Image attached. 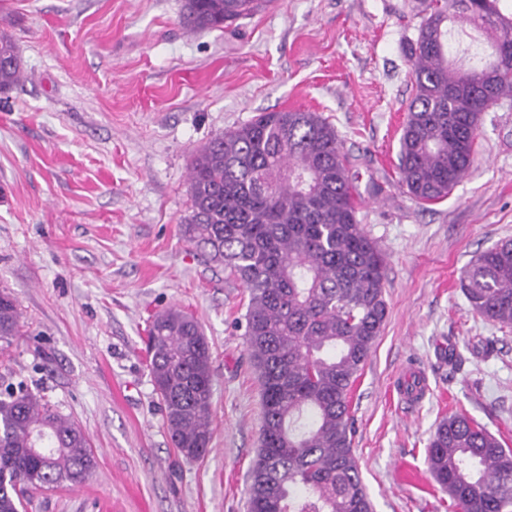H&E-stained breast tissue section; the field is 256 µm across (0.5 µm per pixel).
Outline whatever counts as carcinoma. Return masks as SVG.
Masks as SVG:
<instances>
[{
	"label": "carcinoma",
	"instance_id": "carcinoma-1",
	"mask_svg": "<svg viewBox=\"0 0 512 512\" xmlns=\"http://www.w3.org/2000/svg\"><path fill=\"white\" fill-rule=\"evenodd\" d=\"M258 0H185L192 30L222 28ZM481 46L449 56L456 23ZM414 96L398 173L421 205L438 203L469 170L490 104L512 97V0H428L413 49ZM23 65L0 33V93ZM182 237L248 292L247 346L263 425L248 476V512H373L352 448L350 391L387 319L386 261L358 218L349 159L317 112H261L213 138L189 166ZM472 311L512 328V239L476 254L461 279ZM16 299L0 292V341L21 335ZM147 368L171 441L187 459L211 442V351L178 308L147 329ZM96 464L81 425L24 383L0 390V512L22 490L76 486ZM427 466L454 512H512V448L462 413L436 426Z\"/></svg>",
	"mask_w": 512,
	"mask_h": 512
}]
</instances>
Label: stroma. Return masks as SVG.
I'll list each match as a JSON object with an SVG mask.
<instances>
[{
	"mask_svg": "<svg viewBox=\"0 0 512 512\" xmlns=\"http://www.w3.org/2000/svg\"><path fill=\"white\" fill-rule=\"evenodd\" d=\"M184 0H0L23 62L0 99V290L22 334L0 343V380L36 383L85 430L96 467L30 495L29 512H248L262 429L241 283L183 241L194 151L262 112L320 113L386 259L384 330L351 394L353 450L375 512H451L427 445L463 412L512 448V329L474 314L460 279L512 239V97L484 112L474 161L447 199L399 182L414 95L409 47L423 0H264L194 32ZM175 306L212 352L209 453L173 447L146 367L152 315ZM429 390L395 386L408 365Z\"/></svg>",
	"mask_w": 512,
	"mask_h": 512,
	"instance_id": "35a3bbf8",
	"label": "stroma"
}]
</instances>
